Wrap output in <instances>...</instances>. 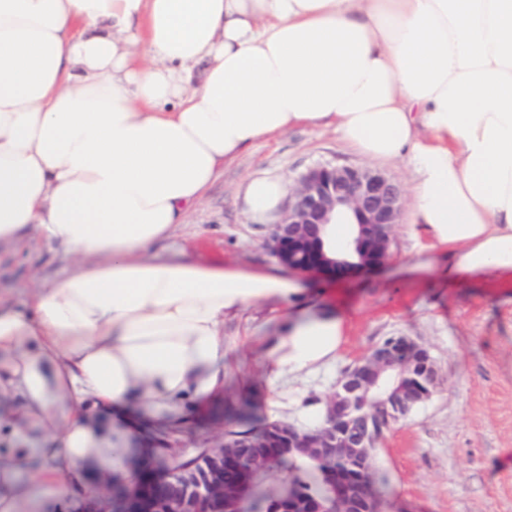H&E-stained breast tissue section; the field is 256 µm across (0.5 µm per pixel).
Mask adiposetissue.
<instances>
[{"instance_id": "1", "label": "adipose tissue", "mask_w": 512, "mask_h": 512, "mask_svg": "<svg viewBox=\"0 0 512 512\" xmlns=\"http://www.w3.org/2000/svg\"><path fill=\"white\" fill-rule=\"evenodd\" d=\"M294 126L408 163L416 253L447 251L449 279L512 274V0H0V246L31 229L79 262L0 304V512L134 480L144 433L223 388L226 315L286 305L273 378L335 362L347 319L299 281L148 255ZM284 192L238 196L266 222Z\"/></svg>"}]
</instances>
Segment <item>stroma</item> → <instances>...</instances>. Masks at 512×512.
<instances>
[{"mask_svg": "<svg viewBox=\"0 0 512 512\" xmlns=\"http://www.w3.org/2000/svg\"><path fill=\"white\" fill-rule=\"evenodd\" d=\"M364 162L331 129L298 127L259 141L225 166L183 224L151 253L285 274L266 246L271 225L245 215L240 184L251 176L291 182L316 164ZM408 221L401 216L391 256L376 271L300 275L304 288L348 319L332 366L272 380L266 353L280 306L260 303L225 317L224 391L171 437L178 461L217 446L235 427L229 409L244 401L254 428L279 420L308 427L309 407L335 389L347 368L388 337L404 335L429 349L438 383L428 400L385 433L377 450L387 512H512V276L449 280L444 251L419 267ZM75 267L73 258L28 233L19 246L0 248V299L25 308L37 283Z\"/></svg>", "mask_w": 512, "mask_h": 512, "instance_id": "stroma-1", "label": "stroma"}]
</instances>
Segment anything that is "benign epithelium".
<instances>
[{
	"mask_svg": "<svg viewBox=\"0 0 512 512\" xmlns=\"http://www.w3.org/2000/svg\"><path fill=\"white\" fill-rule=\"evenodd\" d=\"M404 202L400 185L372 167L317 165L294 180L268 248L278 263L300 273L337 277L377 269L390 256ZM335 220L354 225L349 243L358 255L355 263L333 260L323 250L324 228ZM436 382L429 350L408 336H392L356 362L321 400L319 426L302 430L276 423L262 434H226L192 463H179L161 476L148 473L122 489L118 512H245L253 496L251 475L267 461L261 448L320 465L329 484V498L290 503L285 512H386L370 489L371 449L404 404L425 400ZM356 465L363 470L357 488L346 477Z\"/></svg>",
	"mask_w": 512,
	"mask_h": 512,
	"instance_id": "benign-epithelium-1",
	"label": "benign epithelium"
}]
</instances>
